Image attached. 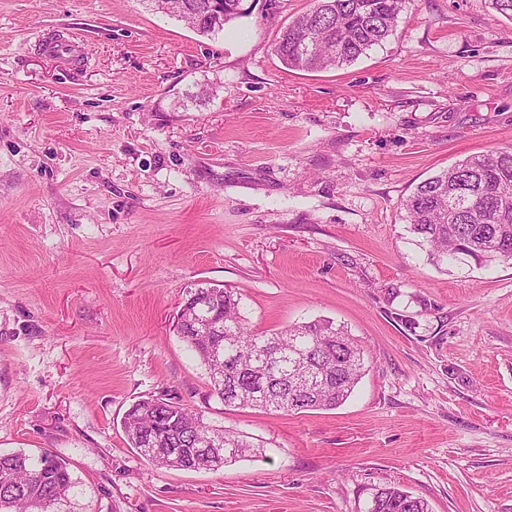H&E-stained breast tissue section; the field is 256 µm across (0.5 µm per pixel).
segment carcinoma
Listing matches in <instances>:
<instances>
[{
  "label": "carcinoma",
  "mask_w": 512,
  "mask_h": 512,
  "mask_svg": "<svg viewBox=\"0 0 512 512\" xmlns=\"http://www.w3.org/2000/svg\"><path fill=\"white\" fill-rule=\"evenodd\" d=\"M211 0H167L172 13L202 35ZM404 0H312L275 45L290 69L320 71L350 64L385 40ZM408 242L441 269L512 261V146L468 156L421 182L406 198ZM178 334L206 367L210 392L227 407L289 413L344 403L362 376L365 350L329 320L254 332L231 288L188 291ZM123 428L151 463L218 470L254 453L256 445L204 421L175 398L138 400ZM180 448L175 457L169 449ZM75 482L69 463L48 451L0 454V512H64ZM366 512H431L428 502L392 485L371 488Z\"/></svg>",
  "instance_id": "obj_1"
}]
</instances>
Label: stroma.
<instances>
[{"label":"stroma","instance_id":"1","mask_svg":"<svg viewBox=\"0 0 512 512\" xmlns=\"http://www.w3.org/2000/svg\"><path fill=\"white\" fill-rule=\"evenodd\" d=\"M311 0H243L200 35L150 0H0V453L71 465L68 512H365L391 484L432 512H512V264L442 272L404 199L512 145V21L405 0L351 65L287 68ZM79 37L61 69L38 37ZM231 287L261 332L327 319L366 371L333 410L224 406L177 332ZM168 394L262 454L159 467L122 420Z\"/></svg>","mask_w":512,"mask_h":512}]
</instances>
